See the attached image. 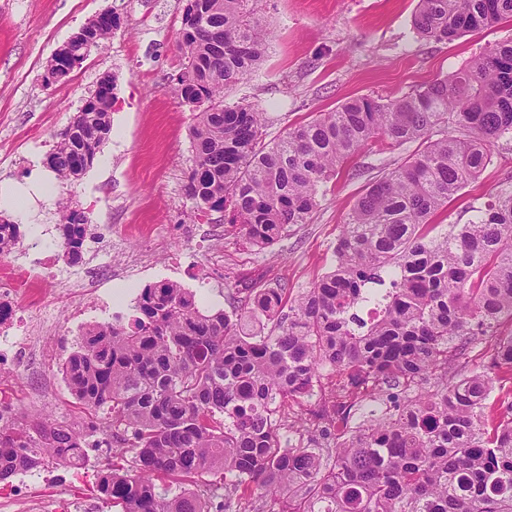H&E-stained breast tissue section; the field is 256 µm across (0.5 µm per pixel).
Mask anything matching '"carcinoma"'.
<instances>
[{
    "mask_svg": "<svg viewBox=\"0 0 512 512\" xmlns=\"http://www.w3.org/2000/svg\"><path fill=\"white\" fill-rule=\"evenodd\" d=\"M261 0H186L173 75L196 112L187 196L196 218L265 248L306 224L336 173L370 143H418L353 205L328 272L294 299L255 285L248 313L204 311L180 285L139 293L133 311L86 332L63 372L87 410L108 409L112 449L98 489L122 512H512V183L466 224L432 216L512 142V41L392 99L360 96L266 140L263 112L225 103L263 61ZM512 18V0H418L415 32L435 42ZM84 28L102 46L104 12ZM114 80L100 78L47 156L61 183L89 169L112 131ZM78 259L84 212L58 201ZM19 225L0 218V255ZM270 322V329L258 328ZM485 345L477 368L462 362ZM317 398L307 443L290 403ZM65 422L0 424V481L52 457H84Z\"/></svg>",
    "mask_w": 512,
    "mask_h": 512,
    "instance_id": "1",
    "label": "carcinoma"
}]
</instances>
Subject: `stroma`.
I'll use <instances>...</instances> for the list:
<instances>
[{
	"instance_id": "stroma-1",
	"label": "stroma",
	"mask_w": 512,
	"mask_h": 512,
	"mask_svg": "<svg viewBox=\"0 0 512 512\" xmlns=\"http://www.w3.org/2000/svg\"><path fill=\"white\" fill-rule=\"evenodd\" d=\"M418 0H263L266 35L261 65L227 94L228 104L248 103L265 113L268 138L330 112L346 100L392 98L463 68L473 57L512 39V20L465 33L449 42L417 36L412 16ZM184 0H0V188H30L20 213L0 203V215L30 236L59 223L57 202L70 199L99 225L97 241L78 265L59 258L67 285L96 280L108 285L112 311L127 314L126 295L170 281L186 288L205 310H231L254 284L284 285L289 296L310 288L332 264L340 230L367 179L400 166L416 146L394 150L376 142L355 163L368 177L338 174L329 182L308 223L280 242L257 250L228 236L219 214L192 220L185 191L192 164L189 131L196 121L170 80L180 67L177 40ZM121 26L69 76L45 85L54 51L101 12ZM115 79L112 132L99 162L74 184L55 182L46 166L55 136L97 87ZM512 177V143L498 144L491 164L435 216L440 225L464 224L484 209L491 193ZM150 227L155 251L142 247L139 231ZM29 370L16 371L19 413L56 421L85 420L88 412L61 373L42 369L30 354ZM77 472L40 467L51 496H35L23 512H120L97 490L112 456L90 455Z\"/></svg>"
}]
</instances>
